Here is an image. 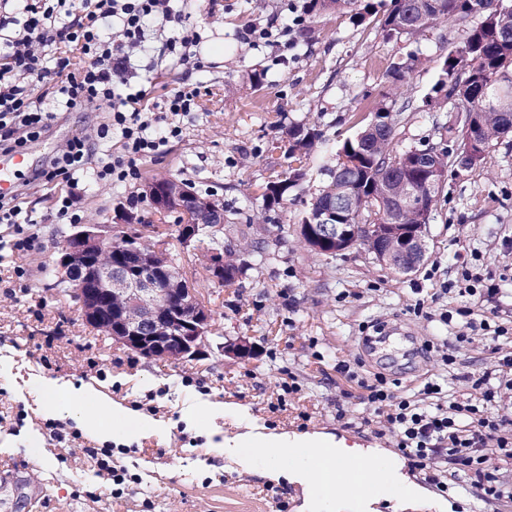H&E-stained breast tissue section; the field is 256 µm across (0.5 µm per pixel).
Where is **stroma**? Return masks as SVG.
Segmentation results:
<instances>
[{
	"label": "stroma",
	"mask_w": 512,
	"mask_h": 512,
	"mask_svg": "<svg viewBox=\"0 0 512 512\" xmlns=\"http://www.w3.org/2000/svg\"><path fill=\"white\" fill-rule=\"evenodd\" d=\"M292 2L178 0L201 35L196 54L202 66L153 56L149 97L159 107L172 90L199 87L195 114L181 138L139 162L137 180L112 188L88 182L74 203L86 224H109L118 210L132 212L151 225L153 242L179 251L182 273L214 315L198 359L149 360L116 345L88 325L73 297L55 285L65 245L61 231L69 226L55 202L67 186L39 173L69 140L94 134L105 113H59L31 145L27 166L16 173L17 202L38 217L47 250L27 257L29 276L21 282L10 278V259L0 260V375L9 378L0 387V512H278L282 501L288 512H307L302 485L261 476L237 457L213 452L212 444L244 433L317 435L398 457L390 436L359 425L361 391L337 373V361L356 363L368 379L383 374L394 393L412 395L442 370L438 357L421 352V343L446 333L441 323L414 314L416 301L436 311L460 307L441 286L457 279L464 261L482 275L512 276V133L494 141L481 171L461 170L445 181L426 227V258L416 271L396 273L364 249L324 255L304 245L298 226L327 180L320 165H335L342 142L392 95L387 71L407 55L420 63L410 77L409 105L396 115L391 152L446 143L455 112L434 99L432 87L444 55L463 42L467 28L442 25L388 39L378 9L360 23L346 13L321 16L308 42L293 37L256 49L239 39L248 26L281 23ZM256 73L264 76L257 88L251 84ZM299 124L323 133L307 180L296 200L256 223L263 211L260 189L287 170V130ZM160 175L190 182L198 194L223 203L218 236L225 252L246 264L235 284L208 280L206 244L182 247L173 218L153 214L143 187ZM374 324L400 327L413 341L387 357L371 354L362 328ZM240 340L254 348L243 360L226 351ZM451 350L456 377L450 385L462 394L469 389L465 375L489 366L490 355L479 338ZM291 377L300 387L294 394L282 389ZM42 379L92 387L167 428L162 440L140 434L114 440L115 463L142 478L129 495L116 499L105 488L99 499L86 497L99 479L82 451L101 441L85 434L64 448L54 440L46 421L71 427L76 420L48 410L36 387ZM205 401L231 406L240 416L215 415L211 432H198L188 416ZM400 473L419 492L414 505L401 511L382 500L369 512H485L472 495L444 498L409 467Z\"/></svg>",
	"instance_id": "1"
}]
</instances>
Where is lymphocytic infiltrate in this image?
<instances>
[{"mask_svg": "<svg viewBox=\"0 0 512 512\" xmlns=\"http://www.w3.org/2000/svg\"><path fill=\"white\" fill-rule=\"evenodd\" d=\"M12 16L0 18V149L23 151L45 133L55 112L106 109L109 121L95 138H73L52 162L47 180L62 178L70 193L56 200L59 217L78 221L72 213V191L87 171V159L102 143L119 139L118 152L104 153L94 173L104 186L127 184L139 176V160L161 153L183 129L181 116L198 106L200 92L182 88L164 103V115L148 104L146 88L132 87L130 75L149 49V33L164 32L160 54L183 65L195 64L192 52L198 34L187 17L174 12L171 0H12ZM57 49L47 58L46 47ZM49 79L55 84L51 103L33 101L27 79ZM0 224L14 236L0 239V253L40 249L31 215L14 198L0 197ZM456 291L466 306L445 310L438 320L456 328V342L467 341L468 331L488 332L492 365L470 374L471 391L456 394L448 378L427 380L418 395H396L383 375L359 377L349 363L338 372L356 380L364 406L361 425L387 429L396 449L411 469L441 496L459 494L469 478L478 500L512 507V331L490 324L488 316L471 307L474 299H496L502 290L462 270Z\"/></svg>", "mask_w": 512, "mask_h": 512, "instance_id": "1", "label": "lymphocytic infiltrate"}]
</instances>
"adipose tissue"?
Segmentation results:
<instances>
[{"label":"adipose tissue","instance_id":"1","mask_svg":"<svg viewBox=\"0 0 512 512\" xmlns=\"http://www.w3.org/2000/svg\"><path fill=\"white\" fill-rule=\"evenodd\" d=\"M39 387L49 409L75 414L85 430L99 437L109 438L137 430L154 434L162 431L155 420L111 403L93 390L60 385L50 379L41 380ZM238 452L265 475L300 483L306 505L314 512L322 506L328 507L330 512H339L351 497L342 484L330 482L323 472L311 469L307 464L311 457L328 458L344 473L354 474L367 483L381 480L388 487L401 488L402 493L396 498L398 506H407L415 499L414 493L404 490V480L392 461L374 452L347 446L342 441L311 436L291 440L246 438L240 441Z\"/></svg>","mask_w":512,"mask_h":512}]
</instances>
